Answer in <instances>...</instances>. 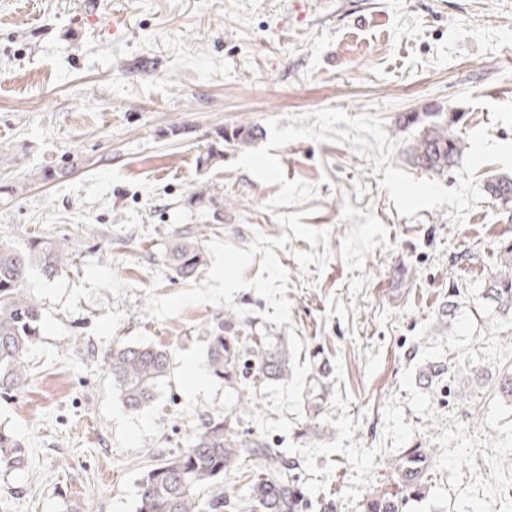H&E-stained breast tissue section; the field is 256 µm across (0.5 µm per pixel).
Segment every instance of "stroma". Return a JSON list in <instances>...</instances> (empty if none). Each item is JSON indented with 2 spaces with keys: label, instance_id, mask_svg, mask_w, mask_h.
I'll return each instance as SVG.
<instances>
[{
  "label": "stroma",
  "instance_id": "35a3bbf8",
  "mask_svg": "<svg viewBox=\"0 0 512 512\" xmlns=\"http://www.w3.org/2000/svg\"><path fill=\"white\" fill-rule=\"evenodd\" d=\"M0 0V241L36 234L75 264L24 286L43 326L33 380L0 399V423L30 449L0 475V512H136L157 448L187 447L203 422L239 413L214 379L194 386L205 330L230 310L249 335L285 343L287 381L259 383L243 430L298 461L307 512H363L404 448L436 466L421 512H512V311L487 299L512 208L484 196L464 225L450 205L400 216L373 162L351 142L277 149L287 179L315 199L287 206L329 233L311 246L265 204L279 190L231 169L228 144L205 168L216 129H258L325 107L380 116L411 169L399 119L436 103L512 142V0ZM205 190L212 204L196 205ZM208 224L198 277L174 279L168 236ZM331 250L300 272L293 251ZM172 352L171 380L139 412L119 401L102 356L113 342ZM447 370L425 381L428 364ZM327 364L321 413L303 395ZM319 429L309 433L310 422Z\"/></svg>",
  "mask_w": 512,
  "mask_h": 512
}]
</instances>
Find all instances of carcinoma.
<instances>
[{"label": "carcinoma", "instance_id": "1", "mask_svg": "<svg viewBox=\"0 0 512 512\" xmlns=\"http://www.w3.org/2000/svg\"><path fill=\"white\" fill-rule=\"evenodd\" d=\"M460 116L440 111L435 105L425 112H412L402 117L399 130H412L405 150L408 162L415 168L443 176L457 163L461 154L455 124ZM258 136L253 128L220 129L214 142L198 162L208 166L221 158V145L226 142L246 144ZM486 191L497 201L512 203V177L494 175L486 182ZM212 230L209 224L184 225L170 232L166 262L180 279L197 278L205 264L203 243ZM508 274L488 288L487 298L502 310L512 309V245L504 248ZM73 255L50 237L35 235L26 249L0 243V396L23 391L32 381L27 361L29 350L41 336L43 311L39 302L23 288L30 268L52 278L68 269ZM247 321L233 312L217 315L207 330L209 339L206 372L235 390L242 411L255 405L256 385L244 373L246 365L264 379L288 380L289 352L285 346L269 348L253 342L243 348L247 339ZM171 351L154 344L117 342L105 353L103 364L112 377L118 399L131 412L151 406L160 387L171 378ZM319 368L313 386L307 389L305 402L309 413L319 415L321 394L325 385ZM153 464L138 481L137 512H228L230 500L219 493L206 495L246 462H253L252 478L244 484L243 494L254 503L256 512H303L306 494L295 461L258 438H248L240 431L237 416L225 415L207 419L190 445L183 449L152 452ZM30 462V451L13 431L0 426V470L21 473ZM434 458L426 448H404L389 464L391 486L366 500L363 512H408L427 498L430 488L427 476Z\"/></svg>", "mask_w": 512, "mask_h": 512}]
</instances>
